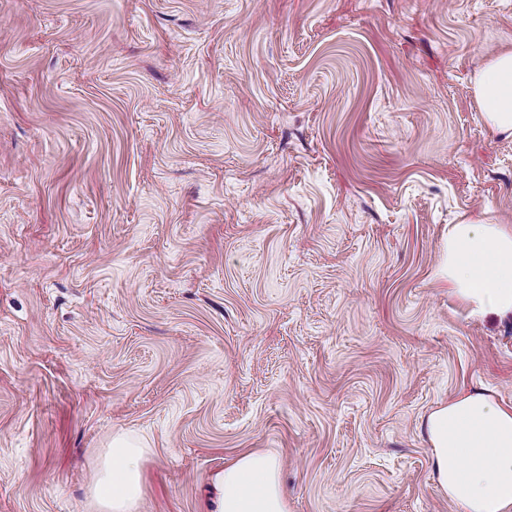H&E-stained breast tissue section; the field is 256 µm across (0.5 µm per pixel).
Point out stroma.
<instances>
[{
    "label": "stroma",
    "instance_id": "1",
    "mask_svg": "<svg viewBox=\"0 0 512 512\" xmlns=\"http://www.w3.org/2000/svg\"><path fill=\"white\" fill-rule=\"evenodd\" d=\"M509 50L512 0H0V512H94L120 433L140 512L253 451L289 512H457L422 423L512 405V317L433 270L512 226ZM472 87L485 123L497 133L512 135V52L487 61L476 72Z\"/></svg>",
    "mask_w": 512,
    "mask_h": 512
}]
</instances>
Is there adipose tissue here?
<instances>
[{
  "label": "adipose tissue",
  "mask_w": 512,
  "mask_h": 512,
  "mask_svg": "<svg viewBox=\"0 0 512 512\" xmlns=\"http://www.w3.org/2000/svg\"><path fill=\"white\" fill-rule=\"evenodd\" d=\"M472 87L486 124L512 135V52L487 61ZM434 274L471 316L512 315V227L490 217L449 225ZM425 428L436 480L459 512H512L511 406L464 391L432 410ZM147 453L136 437L113 438L91 479L99 512H138ZM280 473L279 459L268 453L226 464L217 476L216 512H288Z\"/></svg>",
  "instance_id": "obj_1"
}]
</instances>
